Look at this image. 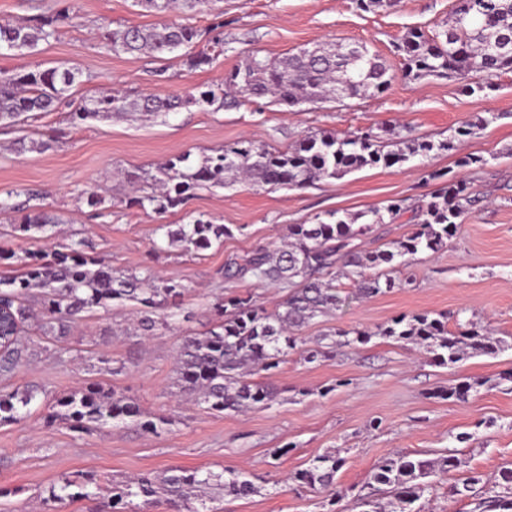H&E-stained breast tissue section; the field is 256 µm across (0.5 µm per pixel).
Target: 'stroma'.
<instances>
[{
    "label": "stroma",
    "mask_w": 512,
    "mask_h": 512,
    "mask_svg": "<svg viewBox=\"0 0 512 512\" xmlns=\"http://www.w3.org/2000/svg\"><path fill=\"white\" fill-rule=\"evenodd\" d=\"M455 4L398 0L394 7L365 12L356 0H217L214 9L180 18L203 39L224 41L213 64L192 69L178 52L135 57L105 45L102 29L169 22V15L146 12L134 0H0V23L49 16L63 5L71 15L58 38L40 44L37 52L0 53V70L76 68L79 80L70 90L76 103L114 87L131 95L194 92L222 81L252 52L280 59L325 41L365 45L398 70L402 58L395 46L407 30H440ZM493 84L467 95L454 79L399 78L381 94L296 107L240 94L218 111L194 107L163 122L115 118L81 129L72 128L60 109L31 122L32 130L55 136L54 147L21 156L6 150L14 131L0 129V192L37 193L38 206L57 215L63 229L87 231L95 254L113 268L147 265L185 288L184 318L164 335L148 341L112 335L113 318L101 312L76 324L71 353H41L11 378H0V388L37 384L57 394L99 381L145 413L171 421L155 436L132 425L79 435L46 425L45 406L34 407L20 422L0 426V488L7 491L0 497V512H51L43 503L45 491L65 475L94 471L121 478L171 467L255 474L260 493L225 496L222 512H325L322 494L297 487L288 477L327 450L345 460L336 489L343 494V512H350L355 497L375 491L371 476L382 458L396 452L435 458L450 449L458 451L461 465L440 476L435 491L424 496L425 512H471L469 499L450 495L449 486L471 476L491 479L512 465V381L502 377L512 368V70L494 77ZM488 113L497 114V121L457 141L453 151L401 168H366L302 190L238 182L199 191L163 214L124 203L128 188L122 172L184 151L197 158L245 138L284 149L313 131L384 127L403 137L442 139L463 121ZM469 155L485 158V165L459 167V158ZM429 170L464 178L481 203L464 216L446 248L416 256L408 284L365 298L352 282L343 281L345 303L333 315L315 319L301 336L312 340L332 329L372 331L398 315L445 312L487 326L509 343V350L448 367L433 363L426 350L374 338L313 363L289 354L273 378L279 396L269 409L219 414L177 396L174 357L183 336L209 327L216 296L250 292L270 310L285 296L250 278H225L228 259L280 244L287 225L312 223L328 211L354 214L394 199L420 204L431 190L424 179ZM92 189L108 200L104 211L86 205L85 194ZM200 217L234 226L232 237L191 256L168 246L158 230ZM78 348L106 353L120 363V371L76 358ZM464 380L475 385L467 400L438 397V390Z\"/></svg>",
    "instance_id": "1"
}]
</instances>
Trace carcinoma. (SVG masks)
I'll list each match as a JSON object with an SVG mask.
<instances>
[{
	"instance_id": "cac0c4a2",
	"label": "carcinoma",
	"mask_w": 512,
	"mask_h": 512,
	"mask_svg": "<svg viewBox=\"0 0 512 512\" xmlns=\"http://www.w3.org/2000/svg\"><path fill=\"white\" fill-rule=\"evenodd\" d=\"M205 2L136 0L161 13H184ZM69 19V11L60 10L35 24H0V50L32 53L40 44L56 38L59 25ZM103 38L113 52L132 56H158L188 48L187 64L195 69L214 59L209 48H196L201 34L176 21L112 29ZM319 48L317 53L301 51L280 60L260 59L255 52L225 80L195 93L134 97L120 91L100 93L69 112L70 124L78 128L89 121L114 117L151 120L191 107L219 110L226 104V88L256 98L269 96L289 106L377 94L399 77L415 81L432 76L464 79L461 91L472 95L492 87V77L512 69V0H457L445 29L431 35L420 28L408 31L398 44L403 58L399 73L369 53L365 61L346 63L336 54L335 43L324 42ZM472 73L483 75L484 81H467ZM77 79L78 72L66 67L0 71V126L20 128L40 114L55 111ZM497 119L495 114L478 116L459 125L454 135L437 141L429 137L395 141L370 129L343 135L317 131L285 149L244 139L197 160L186 151L151 171L126 173L125 182L132 192L127 205L163 214L185 204L196 191L222 188L237 177L274 189L299 190L366 167H402L417 157L453 150L456 140ZM51 147L49 139L23 135L14 140L11 151L17 155L42 153ZM428 181L433 183L430 200L414 208L417 229L387 243L383 250L362 251L355 240L374 224L396 223L409 210L403 200L359 214L336 210L316 216L310 224H290L283 245L259 246L229 259L224 265L225 276L252 278L286 288L288 294L270 311L250 293L216 297L212 304L216 320L205 332L185 337L177 350L174 385L178 393L218 413L271 407L277 400L276 388L254 376L278 369L301 343L295 332L342 305L338 281H353L357 294L365 297L402 287L394 273L416 254L435 253L446 246L463 216L480 201L463 179L430 172ZM57 224L58 219L44 210L24 214L20 223L12 225V232L25 239L50 242L51 248L22 257L14 252L0 253V261H20L16 274L0 277V304L7 310L12 328L0 350V377L5 379L20 363L42 351L52 349L58 355L70 352L68 338L73 325L102 310L132 306L136 323L121 329L130 336H154L179 321L178 299L184 294L183 285L161 277L148 266L112 268L89 254L91 243L81 231L58 243ZM158 230L164 231L169 245L194 254L220 246L224 238L232 236L229 226L201 218L190 224H160ZM376 336L421 344L443 366L471 355L495 356L506 348L504 340L470 320L455 319V329L451 330L448 314L426 312L404 314L373 331L338 329L325 333L316 340V347L301 350V355L313 362L337 347L364 344ZM43 399L49 402L47 422L77 433L131 423L145 433L157 434L170 424L165 417H145L137 403L114 389L88 382L53 396L38 385L1 388L0 425L19 421ZM343 464L336 452L326 451L288 480L327 494L334 505L339 499L336 474ZM460 465L454 453L435 459L396 453L380 460L373 471L374 482L384 487L390 500L382 503L362 496L357 505L361 512H421L415 503L433 492L432 477ZM479 483V478L469 477L452 485L450 493L479 497L482 512H512L511 467L501 469L491 487L478 490ZM258 492L260 487L253 476L244 472L175 467L121 480L94 472L77 479L65 477L47 488L44 502L94 499L99 512H135L134 500L140 499L146 505L163 501L170 512H214L210 503L221 494L248 497Z\"/></svg>"
}]
</instances>
